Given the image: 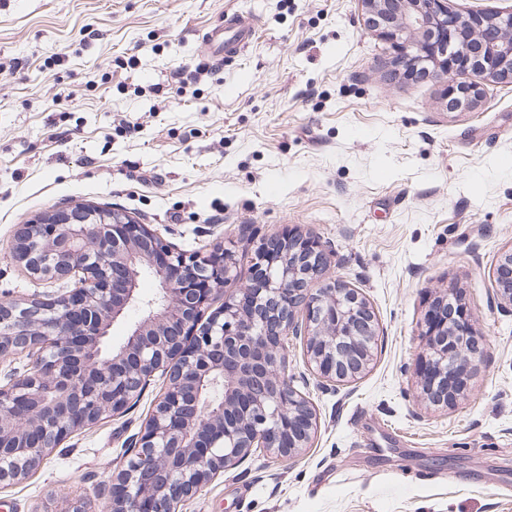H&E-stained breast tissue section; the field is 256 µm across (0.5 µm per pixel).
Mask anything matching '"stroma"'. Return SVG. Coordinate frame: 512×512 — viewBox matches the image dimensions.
Masks as SVG:
<instances>
[{"label": "stroma", "instance_id": "stroma-1", "mask_svg": "<svg viewBox=\"0 0 512 512\" xmlns=\"http://www.w3.org/2000/svg\"><path fill=\"white\" fill-rule=\"evenodd\" d=\"M239 12L229 66L203 35ZM359 0H0V303L58 287L10 257L18 225L72 204L121 208L178 248H226L253 275L256 226L331 251L379 323L348 385L288 373L317 413L311 448L258 450L181 512H512V314L494 300L512 247V80L451 112L444 83L384 67ZM453 288L487 343L450 407L421 398L432 302ZM163 386L0 487V512H105L112 474Z\"/></svg>", "mask_w": 512, "mask_h": 512}]
</instances>
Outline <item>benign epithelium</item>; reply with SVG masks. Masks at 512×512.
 Instances as JSON below:
<instances>
[{"instance_id":"obj_1","label":"benign epithelium","mask_w":512,"mask_h":512,"mask_svg":"<svg viewBox=\"0 0 512 512\" xmlns=\"http://www.w3.org/2000/svg\"><path fill=\"white\" fill-rule=\"evenodd\" d=\"M368 28L389 45L406 74L452 83L447 109L481 96L468 80L512 79V12L464 17L448 0H359ZM227 252L188 254L118 208L74 204L16 233L13 258L43 280L78 287L46 298L0 303V360L25 353L29 370L0 383V483L21 481L74 434L124 416L160 374L166 386L127 444L112 479L108 512H180L193 492L262 449L290 458L309 447L316 413L288 377L284 340L306 339L313 377L334 386L369 366L376 316L357 288L326 277L331 261L308 239L262 244L261 281L225 294ZM151 274L157 295L138 297ZM496 295L512 310V249L496 269ZM224 303L211 309L218 296ZM137 306L142 316L105 349L112 324ZM420 365L441 379L434 405H448V378L483 358L468 316H448L425 332Z\"/></svg>"}]
</instances>
